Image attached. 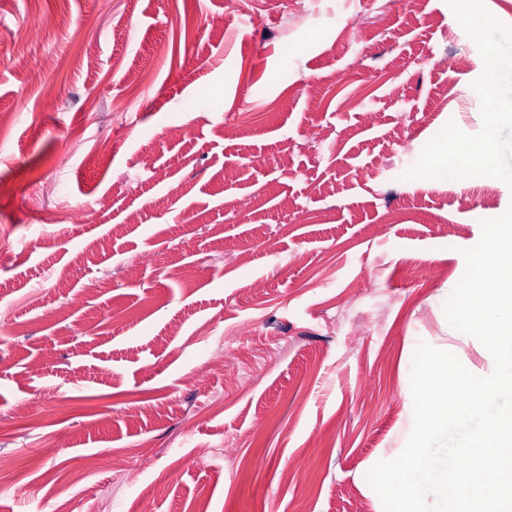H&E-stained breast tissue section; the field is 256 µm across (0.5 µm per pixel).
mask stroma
Returning <instances> with one entry per match:
<instances>
[{"mask_svg":"<svg viewBox=\"0 0 512 512\" xmlns=\"http://www.w3.org/2000/svg\"><path fill=\"white\" fill-rule=\"evenodd\" d=\"M226 6L0 0V512H377L417 345L489 365L512 181L407 178L486 121L456 0Z\"/></svg>","mask_w":512,"mask_h":512,"instance_id":"1","label":"stroma"}]
</instances>
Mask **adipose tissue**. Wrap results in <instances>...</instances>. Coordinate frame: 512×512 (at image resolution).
Listing matches in <instances>:
<instances>
[{
	"label": "adipose tissue",
	"instance_id": "1",
	"mask_svg": "<svg viewBox=\"0 0 512 512\" xmlns=\"http://www.w3.org/2000/svg\"><path fill=\"white\" fill-rule=\"evenodd\" d=\"M470 23L476 34L488 42L484 71L494 108L488 112L484 130L478 138L440 143L421 158L415 170L423 177L437 178L451 166L457 167L459 178L466 181L501 174L494 165V157L500 147V126L512 124V32L489 29L476 15L471 16Z\"/></svg>",
	"mask_w": 512,
	"mask_h": 512
}]
</instances>
